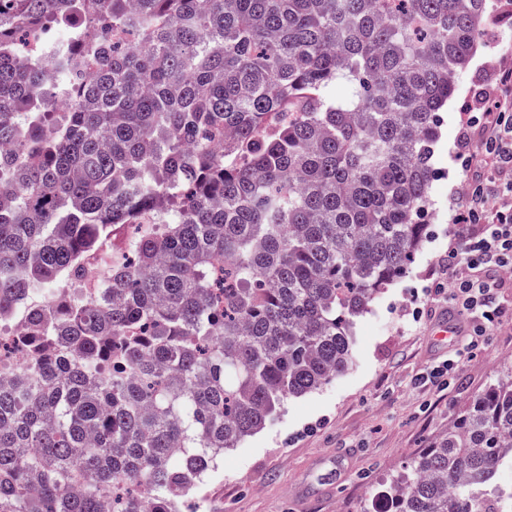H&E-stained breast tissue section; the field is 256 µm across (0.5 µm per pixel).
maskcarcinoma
Segmentation results:
<instances>
[{
  "label": "carcinoma",
  "mask_w": 512,
  "mask_h": 512,
  "mask_svg": "<svg viewBox=\"0 0 512 512\" xmlns=\"http://www.w3.org/2000/svg\"><path fill=\"white\" fill-rule=\"evenodd\" d=\"M491 21L490 0H0V318L31 328L0 386V512H179L217 450L344 373L427 238L440 112ZM127 224L160 228L103 299L69 295ZM505 467L512 367L380 512H503Z\"/></svg>",
  "instance_id": "1"
}]
</instances>
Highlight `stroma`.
I'll list each match as a JSON object with an SVG mask.
<instances>
[{"instance_id":"stroma-1","label":"stroma","mask_w":512,"mask_h":512,"mask_svg":"<svg viewBox=\"0 0 512 512\" xmlns=\"http://www.w3.org/2000/svg\"><path fill=\"white\" fill-rule=\"evenodd\" d=\"M512 70V25L494 18L456 93L441 112L429 235L410 272L380 295L354 328L349 369L321 390L290 398L258 434L226 451L185 495L182 512H377L388 480L447 432L464 402L512 363V319L437 344L432 326L447 296L431 289L452 243L449 211L468 176H490L485 161L464 172L453 161L466 113L484 111Z\"/></svg>"}]
</instances>
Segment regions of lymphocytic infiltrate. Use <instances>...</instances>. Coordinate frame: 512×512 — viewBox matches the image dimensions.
I'll return each instance as SVG.
<instances>
[{
  "instance_id": "lymphocytic-infiltrate-1",
  "label": "lymphocytic infiltrate",
  "mask_w": 512,
  "mask_h": 512,
  "mask_svg": "<svg viewBox=\"0 0 512 512\" xmlns=\"http://www.w3.org/2000/svg\"><path fill=\"white\" fill-rule=\"evenodd\" d=\"M461 134L456 161L470 170L475 156L470 151L469 131L482 127L487 156L496 171L493 179H474L468 184L460 208L449 215L457 228V241L442 255L439 269L451 274V282H437L448 292V303L460 316L478 315L476 336L500 323L504 312L498 303L502 286L491 271L512 265V95L498 98L493 109L470 113Z\"/></svg>"
}]
</instances>
